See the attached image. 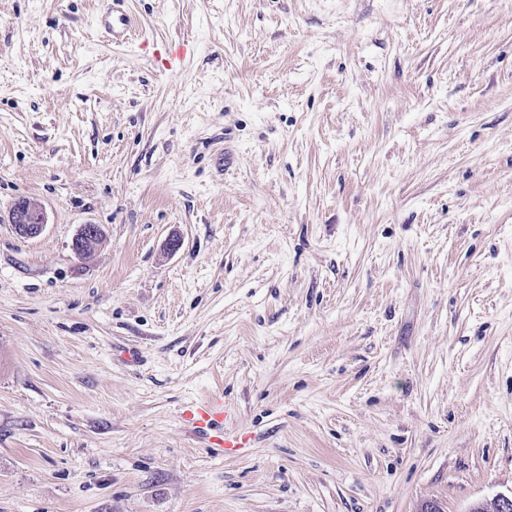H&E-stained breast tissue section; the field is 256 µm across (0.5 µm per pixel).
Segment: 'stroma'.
<instances>
[{"mask_svg":"<svg viewBox=\"0 0 512 512\" xmlns=\"http://www.w3.org/2000/svg\"><path fill=\"white\" fill-rule=\"evenodd\" d=\"M104 5L0 0V512L512 492V0ZM126 0H108V5L98 14V26L112 36L115 45H127L138 36V26L129 15ZM157 59L161 61L163 68L170 74L178 73L183 70L191 57V50L186 45H181L177 49L156 50ZM10 220L15 233L22 238L38 237L47 223L43 208L29 199H18L13 203ZM182 423L192 433L203 439L205 447L223 456L243 448L245 436L224 430L229 416L224 409V398L213 395L201 401L186 405L182 411Z\"/></svg>","mask_w":512,"mask_h":512,"instance_id":"35a3bbf8","label":"stroma"}]
</instances>
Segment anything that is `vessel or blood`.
<instances>
[{"instance_id": "vessel-or-blood-1", "label": "vessel or blood", "mask_w": 512, "mask_h": 512, "mask_svg": "<svg viewBox=\"0 0 512 512\" xmlns=\"http://www.w3.org/2000/svg\"><path fill=\"white\" fill-rule=\"evenodd\" d=\"M126 0H108V5L98 15V25L112 37L113 44L127 45L136 39L139 29L129 15ZM191 56L188 46L158 52L157 58L163 68L171 74L180 72ZM229 416L224 408L222 396L213 395L186 405L182 411V423L192 433L203 439L207 448L215 454H231L242 448L245 436L225 430Z\"/></svg>"}]
</instances>
